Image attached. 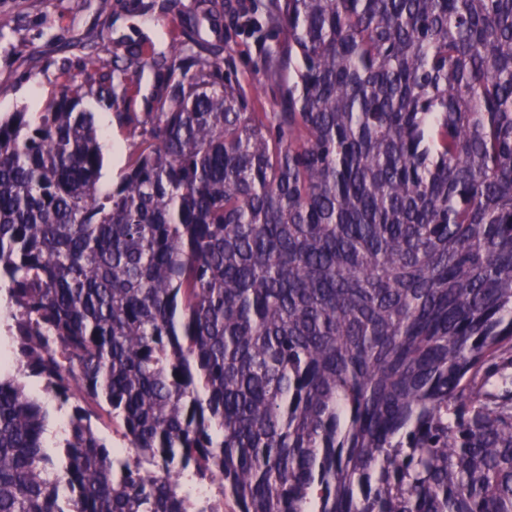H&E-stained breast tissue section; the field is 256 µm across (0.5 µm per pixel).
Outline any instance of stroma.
Returning <instances> with one entry per match:
<instances>
[{
	"label": "stroma",
	"instance_id": "obj_1",
	"mask_svg": "<svg viewBox=\"0 0 512 512\" xmlns=\"http://www.w3.org/2000/svg\"><path fill=\"white\" fill-rule=\"evenodd\" d=\"M219 2V9L208 11L200 0H110L104 12L99 0H0V14L13 18L0 33V116L41 111L64 87L83 85L90 50L104 65L122 66L138 51L167 50L185 24L202 41L231 53L242 85L269 105L272 95L259 72L263 52L242 27L256 0ZM84 108L102 131L103 167L110 175L98 189L105 193L126 166L128 134L94 97L85 98Z\"/></svg>",
	"mask_w": 512,
	"mask_h": 512
}]
</instances>
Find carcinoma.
I'll use <instances>...</instances> for the list:
<instances>
[{
	"mask_svg": "<svg viewBox=\"0 0 512 512\" xmlns=\"http://www.w3.org/2000/svg\"><path fill=\"white\" fill-rule=\"evenodd\" d=\"M258 12L275 111L186 29L104 195L112 72L0 117V512H512V0ZM87 112L94 113L95 124L102 131L101 145H103V169L102 175L98 181V189L100 192H109L112 189V185L115 184L120 175L122 174L128 155V144L130 142L127 139L128 134L124 128H120L113 112H117L115 108L109 110L104 103L98 102L94 97L88 96L84 99L83 104ZM112 144H114L118 152L112 156ZM109 170L110 175L108 180H104V171ZM28 388L37 393V395L45 402L50 413L52 414L51 425L47 431V437L49 440H54L49 445L55 443V441L63 435L64 429H66L68 416H69V408L64 406L59 408L58 402L54 399L52 394L46 393L42 389V384H40L36 378H26ZM55 427L56 430L54 433H50V429Z\"/></svg>",
	"mask_w": 512,
	"mask_h": 512,
	"instance_id": "carcinoma-1",
	"label": "carcinoma"
}]
</instances>
